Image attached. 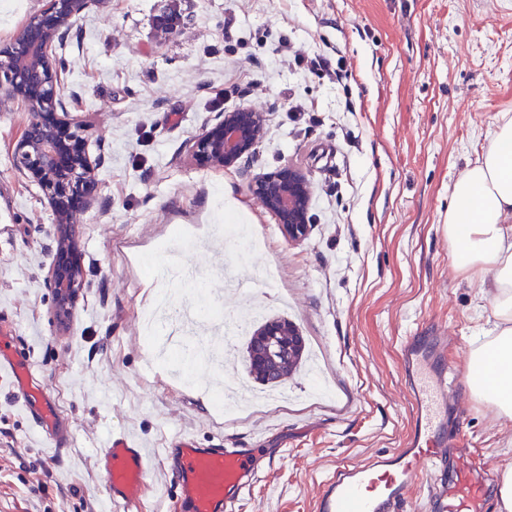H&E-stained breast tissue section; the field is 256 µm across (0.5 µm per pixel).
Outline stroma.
<instances>
[{"instance_id": "35a3bbf8", "label": "stroma", "mask_w": 512, "mask_h": 512, "mask_svg": "<svg viewBox=\"0 0 512 512\" xmlns=\"http://www.w3.org/2000/svg\"><path fill=\"white\" fill-rule=\"evenodd\" d=\"M178 21L162 28L161 20ZM327 57L342 82L292 59L279 38ZM67 111L90 121L102 158L96 205L76 220L84 287L67 328L53 320L46 274L53 216L12 153L22 104L0 111V328L31 354L34 374L69 422L52 451L0 380V512H108L97 457L112 435L147 448L151 478L139 512H166L177 490L160 451L176 435L198 447L252 448L261 480L241 512H315L337 466L395 451L411 437L414 407L400 345L418 327L445 330L448 361L465 365L493 323L489 301L460 273L445 237L453 186L512 117V0H106L56 49ZM315 111L290 112L292 100ZM265 116L258 147L229 168L196 160L189 142L226 109ZM288 166L310 183L311 229L288 242L256 209L248 183ZM229 191L224 211L217 193ZM245 215L267 247L250 264L218 234L225 210ZM201 244L180 262L199 283L157 276L174 228ZM175 301L195 288L245 315L291 320L322 358L319 376L295 373L288 397L227 417L214 396L242 384L245 337L142 333L154 287ZM446 438L495 468L512 467V420L458 389Z\"/></svg>"}]
</instances>
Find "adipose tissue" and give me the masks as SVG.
Instances as JSON below:
<instances>
[{"label": "adipose tissue", "mask_w": 512, "mask_h": 512, "mask_svg": "<svg viewBox=\"0 0 512 512\" xmlns=\"http://www.w3.org/2000/svg\"><path fill=\"white\" fill-rule=\"evenodd\" d=\"M446 233L456 268L491 302L492 335L466 361L470 396L512 419V118L499 121L482 160L453 187Z\"/></svg>", "instance_id": "ef3b65f1"}]
</instances>
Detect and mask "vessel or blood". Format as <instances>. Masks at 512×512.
I'll return each instance as SVG.
<instances>
[{"mask_svg":"<svg viewBox=\"0 0 512 512\" xmlns=\"http://www.w3.org/2000/svg\"><path fill=\"white\" fill-rule=\"evenodd\" d=\"M438 336L412 335L401 343L416 420L414 433L397 453L374 454L337 467L317 501V512H398L417 487L422 470L433 476L426 512H485L493 483L491 467L474 462L463 448L445 447L442 409L455 393L448 386V358ZM33 364L16 337L0 333V378L53 448L70 443L69 427L50 394L34 380ZM248 448H201L180 435L162 461L179 495L169 512H237L259 477ZM111 506L134 512L150 480V457L133 437L113 435L98 461Z\"/></svg>","mask_w":512,"mask_h":512,"instance_id":"obj_1","label":"vessel or blood"}]
</instances>
